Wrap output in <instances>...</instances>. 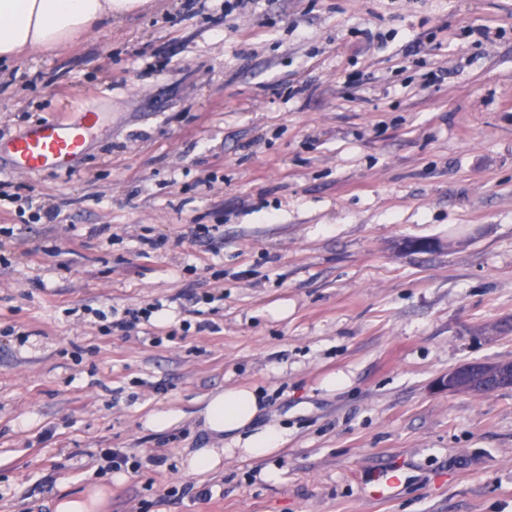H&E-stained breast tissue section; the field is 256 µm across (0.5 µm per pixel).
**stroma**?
I'll return each mask as SVG.
<instances>
[{"label":"stroma","mask_w":512,"mask_h":512,"mask_svg":"<svg viewBox=\"0 0 512 512\" xmlns=\"http://www.w3.org/2000/svg\"><path fill=\"white\" fill-rule=\"evenodd\" d=\"M225 3L142 0L0 67V191L57 214L0 209V512L107 480L104 448L140 463L104 512H512V388L439 384L512 360V0ZM91 104L69 171L12 168V139ZM156 301L144 332L98 316ZM233 386L284 445L186 474Z\"/></svg>","instance_id":"obj_1"}]
</instances>
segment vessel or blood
<instances>
[{"label": "vessel or blood", "mask_w": 512, "mask_h": 512, "mask_svg": "<svg viewBox=\"0 0 512 512\" xmlns=\"http://www.w3.org/2000/svg\"><path fill=\"white\" fill-rule=\"evenodd\" d=\"M98 121V112L89 106L74 121H47L33 126L9 144L14 168L28 174L69 168L73 159L83 153Z\"/></svg>", "instance_id": "b4317fda"}]
</instances>
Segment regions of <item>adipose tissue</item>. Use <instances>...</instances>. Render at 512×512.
Returning <instances> with one entry per match:
<instances>
[{"instance_id": "1", "label": "adipose tissue", "mask_w": 512, "mask_h": 512, "mask_svg": "<svg viewBox=\"0 0 512 512\" xmlns=\"http://www.w3.org/2000/svg\"><path fill=\"white\" fill-rule=\"evenodd\" d=\"M141 0H0V62L11 61L26 51L47 50L84 36L112 15L135 9ZM258 389L227 387L210 394L200 411L203 429L215 446L193 448L183 456L186 473L206 476L220 470L225 449L221 441L232 440L234 455L259 459L275 453L283 442L271 426L253 430L263 412Z\"/></svg>"}]
</instances>
